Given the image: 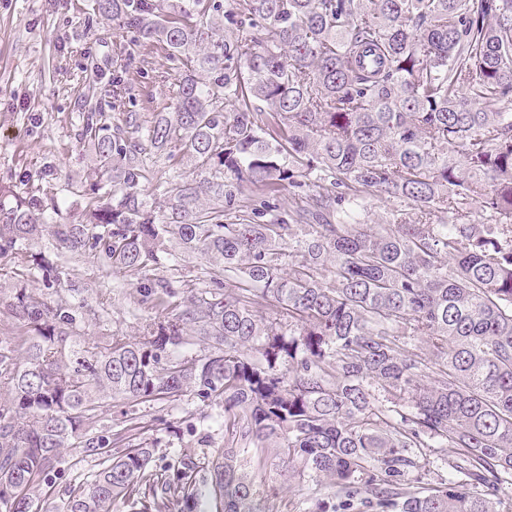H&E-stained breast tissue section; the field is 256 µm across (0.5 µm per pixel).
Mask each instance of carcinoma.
<instances>
[{
    "mask_svg": "<svg viewBox=\"0 0 512 512\" xmlns=\"http://www.w3.org/2000/svg\"><path fill=\"white\" fill-rule=\"evenodd\" d=\"M134 41L182 65L175 103L143 126L83 118L96 180L0 203V260L18 279L0 338V509L36 512L64 448L100 460L64 512L192 508L194 470L160 483L151 446L96 433L106 400L194 391L224 407L204 457L211 512H261L248 462L271 453L344 506L503 512L512 477V0H95ZM197 177L165 204L146 156ZM330 184L338 192L325 188ZM309 203L285 210L284 186ZM259 196L245 194V189ZM214 194L225 207H211ZM366 197L393 206L367 224ZM240 213L224 223V209ZM50 239L56 253L42 248ZM218 265L211 288L143 339L88 347L78 308L51 300L59 252L140 275L164 244ZM163 282L145 298L167 309ZM265 307L268 314H258ZM288 320L283 327L282 320ZM208 342L186 354L195 339ZM418 338L433 363L411 351ZM24 347L15 356L14 345ZM438 440L464 478L400 483L410 448Z\"/></svg>",
    "mask_w": 512,
    "mask_h": 512,
    "instance_id": "1",
    "label": "carcinoma"
}]
</instances>
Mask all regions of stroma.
Returning a JSON list of instances; mask_svg holds the SVG:
<instances>
[{"mask_svg": "<svg viewBox=\"0 0 512 512\" xmlns=\"http://www.w3.org/2000/svg\"><path fill=\"white\" fill-rule=\"evenodd\" d=\"M94 0H0V184L14 193H52L69 183H89L92 170L80 137L82 115L91 109L89 88L121 82L132 95L130 108L143 121L171 106L180 71L161 45L136 44L132 33L100 18ZM183 163L155 155L149 161L147 195L164 202L172 183L188 176ZM161 265L145 275L112 271L92 251L67 253L59 300L80 309L79 332L86 345L114 334L142 337L158 310L142 304L141 284L161 280L178 303H187L208 277L210 262L167 242ZM141 423L140 436L154 444L151 467L169 475L182 458L201 459L224 445L223 432H209L224 410L188 392L179 400L129 404ZM416 461L405 482L439 487L453 477L450 449L431 445L410 451ZM99 465L77 449L63 451L48 473L50 490L40 512H60L71 488L90 482ZM264 494L262 512H337L338 500L315 490L311 481L289 478L288 466L269 459L257 473Z\"/></svg>", "mask_w": 512, "mask_h": 512, "instance_id": "35a3bbf8", "label": "stroma"}]
</instances>
